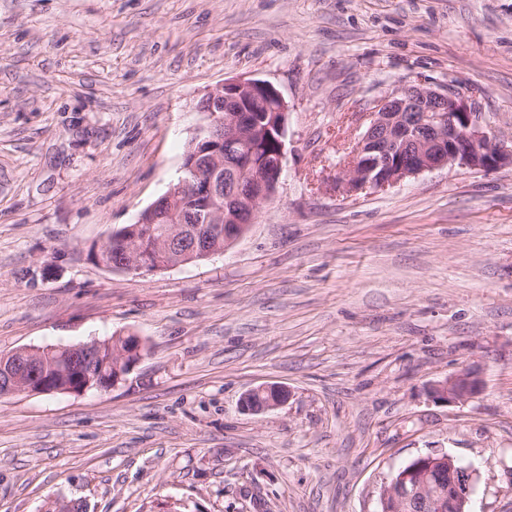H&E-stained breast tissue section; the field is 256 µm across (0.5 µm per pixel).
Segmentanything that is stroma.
<instances>
[{
	"instance_id": "35a3bbf8",
	"label": "stroma",
	"mask_w": 512,
	"mask_h": 512,
	"mask_svg": "<svg viewBox=\"0 0 512 512\" xmlns=\"http://www.w3.org/2000/svg\"><path fill=\"white\" fill-rule=\"evenodd\" d=\"M243 78L288 103L274 201L209 259L96 264ZM417 80L512 141V0H0V355L146 346L108 390L0 398V512H378L441 453L477 470L470 512H512V168L340 183L370 102ZM465 367L480 395L431 398ZM265 396V399L263 398ZM289 391L282 385H260L246 391L240 401L244 412L261 414L278 409L289 399Z\"/></svg>"
}]
</instances>
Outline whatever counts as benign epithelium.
Segmentation results:
<instances>
[{
	"label": "benign epithelium",
	"instance_id": "obj_1",
	"mask_svg": "<svg viewBox=\"0 0 512 512\" xmlns=\"http://www.w3.org/2000/svg\"><path fill=\"white\" fill-rule=\"evenodd\" d=\"M273 100L269 123L252 121L246 107L255 99ZM207 123L192 140L183 170L187 176L158 198L132 227L139 240L147 239L145 225H172L157 241L162 260L145 262L127 251L115 261L96 262L113 270L139 272L179 267L208 259L220 252L213 242L224 239L229 248L248 229L263 206L276 193L284 172L288 103L269 81L236 79L219 84L204 97ZM369 123L358 138L342 184L348 192L366 187L385 188L424 171L448 165L495 170L512 167V147L481 122L480 113L452 87L443 90L417 82L399 93H387L368 112ZM275 141L274 161L253 162L262 141ZM236 181L247 180L237 191L224 189V171ZM142 359V339L130 333L114 337L113 345H67L20 348L0 356V396L56 391L58 377L72 376L75 394L117 385ZM482 391L474 369H463L431 388L440 402H464ZM289 391L282 385H260L246 391L240 401L244 412L261 414L283 406ZM437 466L433 456H420L414 465L384 485L380 500L392 512H469L476 478L474 470ZM447 472L451 491L444 492L435 475ZM42 512H87L79 499L53 498Z\"/></svg>",
	"mask_w": 512,
	"mask_h": 512
}]
</instances>
